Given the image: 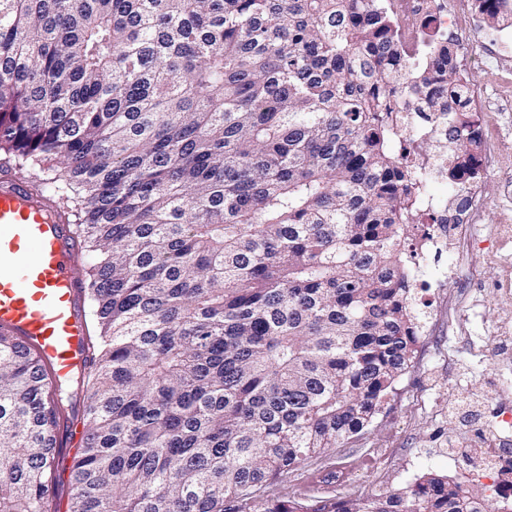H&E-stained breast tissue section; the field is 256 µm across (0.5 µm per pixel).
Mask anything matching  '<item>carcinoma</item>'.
<instances>
[{
	"mask_svg": "<svg viewBox=\"0 0 512 512\" xmlns=\"http://www.w3.org/2000/svg\"><path fill=\"white\" fill-rule=\"evenodd\" d=\"M399 50L389 0H0V153L73 216L98 332L70 512H226L382 411L415 357L422 217L387 113H447L453 157L478 140L455 44ZM49 377L0 333V512H55ZM256 512L494 509L424 474Z\"/></svg>",
	"mask_w": 512,
	"mask_h": 512,
	"instance_id": "obj_1",
	"label": "carcinoma"
}]
</instances>
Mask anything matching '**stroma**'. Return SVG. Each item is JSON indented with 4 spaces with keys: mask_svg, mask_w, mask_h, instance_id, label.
I'll return each mask as SVG.
<instances>
[{
    "mask_svg": "<svg viewBox=\"0 0 512 512\" xmlns=\"http://www.w3.org/2000/svg\"><path fill=\"white\" fill-rule=\"evenodd\" d=\"M494 29L477 19L462 42L472 61L468 80L489 101L483 114L495 140L492 160L482 168V206L476 221L480 242L492 246L489 231L502 214L512 215V51L493 38ZM476 280L467 293L472 315L452 323L448 300L454 281L441 283L427 309L432 329L419 337L414 362L396 385L383 412L361 436L314 456L285 477L257 490L269 502L314 504L358 499L412 483L433 471L442 475L470 467L481 445L478 425L496 412L512 409V346L489 338L498 320L512 318V297L499 291L512 278V265L487 266L473 255Z\"/></svg>",
    "mask_w": 512,
    "mask_h": 512,
    "instance_id": "35a3bbf8",
    "label": "stroma"
}]
</instances>
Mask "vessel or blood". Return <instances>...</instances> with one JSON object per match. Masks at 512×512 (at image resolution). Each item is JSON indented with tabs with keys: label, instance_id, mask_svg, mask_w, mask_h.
I'll return each mask as SVG.
<instances>
[{
	"label": "vessel or blood",
	"instance_id": "1",
	"mask_svg": "<svg viewBox=\"0 0 512 512\" xmlns=\"http://www.w3.org/2000/svg\"><path fill=\"white\" fill-rule=\"evenodd\" d=\"M78 242L47 197L0 181V331L31 348L53 381L92 369Z\"/></svg>",
	"mask_w": 512,
	"mask_h": 512
}]
</instances>
